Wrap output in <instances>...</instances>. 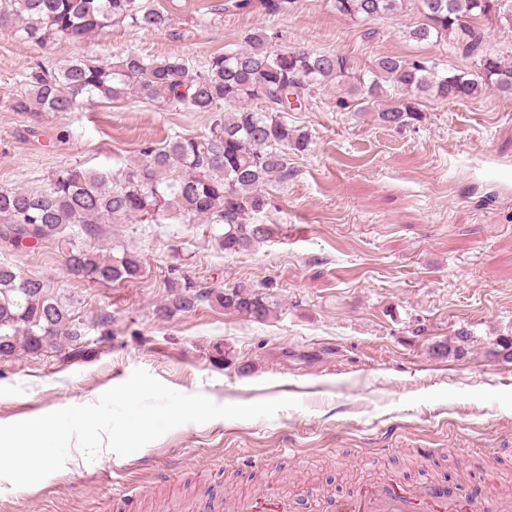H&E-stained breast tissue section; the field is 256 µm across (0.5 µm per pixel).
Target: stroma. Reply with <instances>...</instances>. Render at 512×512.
Here are the masks:
<instances>
[{
	"mask_svg": "<svg viewBox=\"0 0 512 512\" xmlns=\"http://www.w3.org/2000/svg\"><path fill=\"white\" fill-rule=\"evenodd\" d=\"M161 30L116 27L79 45L41 48L0 29V187L36 190L75 165L122 167L146 144L197 136L209 112L136 97L68 113H18L23 74L75 56L137 51L199 65L253 27L274 47H309L367 69L381 55L427 57L467 71L471 59L403 32L415 6L372 21L374 39L333 0H295L276 16L256 0H157ZM335 84L288 115L313 144L297 175L270 182L273 239L229 254L212 225L107 224L102 249L143 262L140 279L68 278L58 246L0 251L47 280L84 325V361L62 351L0 359V424L97 401L134 369L213 402L295 397L271 418L178 426L139 451L71 449L40 483L0 480V512H213L240 496L288 497L293 512H334L338 498L399 477L493 512L512 488V99H424L420 123L384 129L371 112L339 110ZM254 287L277 307L263 323L201 305L164 321L171 281ZM229 353L216 364L215 346ZM169 470L165 482L158 471Z\"/></svg>",
	"mask_w": 512,
	"mask_h": 512,
	"instance_id": "stroma-1",
	"label": "stroma"
}]
</instances>
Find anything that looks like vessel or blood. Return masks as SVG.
<instances>
[{
    "instance_id": "obj_1",
    "label": "vessel or blood",
    "mask_w": 512,
    "mask_h": 512,
    "mask_svg": "<svg viewBox=\"0 0 512 512\" xmlns=\"http://www.w3.org/2000/svg\"><path fill=\"white\" fill-rule=\"evenodd\" d=\"M236 512H288L287 500L244 497ZM336 512H472L468 502L440 498L428 490H415L399 482H379L363 487L355 496L337 500Z\"/></svg>"
}]
</instances>
